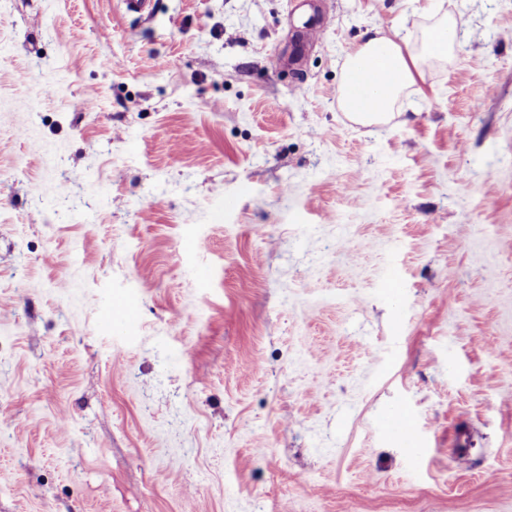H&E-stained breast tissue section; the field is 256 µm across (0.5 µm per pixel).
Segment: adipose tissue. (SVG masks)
I'll return each instance as SVG.
<instances>
[{
    "label": "adipose tissue",
    "instance_id": "ef3b65f1",
    "mask_svg": "<svg viewBox=\"0 0 512 512\" xmlns=\"http://www.w3.org/2000/svg\"><path fill=\"white\" fill-rule=\"evenodd\" d=\"M457 40V22L452 15L441 14L426 29L420 46L414 47L397 40L379 29L371 30L368 37L349 55L339 88V104L350 119L361 125L384 124L394 116V110L404 92L414 85L415 75L426 57L447 58ZM382 54V64L389 74L388 80L374 92L370 108L359 109L353 85L357 66L375 54Z\"/></svg>",
    "mask_w": 512,
    "mask_h": 512
}]
</instances>
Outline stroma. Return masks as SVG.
Returning <instances> with one entry per match:
<instances>
[{"label": "stroma", "mask_w": 512, "mask_h": 512, "mask_svg": "<svg viewBox=\"0 0 512 512\" xmlns=\"http://www.w3.org/2000/svg\"><path fill=\"white\" fill-rule=\"evenodd\" d=\"M0 512H512V0H0ZM457 40V22L448 12L441 14L426 29L421 48L398 41L380 29H372L369 36L348 56L339 88V104L349 118L361 125L384 124L394 117V110L404 92L416 82L420 63L427 56L445 59ZM383 52L382 64L389 74L388 80L374 92V102L368 109L360 110L353 96L354 70L357 66ZM324 16L321 17V21L315 23H309L304 25L303 29L299 31L297 41V53H302L309 45L318 43L325 31L326 23L324 22ZM294 54L290 58L289 62L294 64L300 54ZM119 311L116 315L110 318L109 324L127 332L133 331L137 327V317L134 311L133 302L130 299H122L118 306ZM381 425L387 432L410 440L413 436V420L403 409H394L386 413L381 419Z\"/></svg>", "instance_id": "obj_1"}]
</instances>
